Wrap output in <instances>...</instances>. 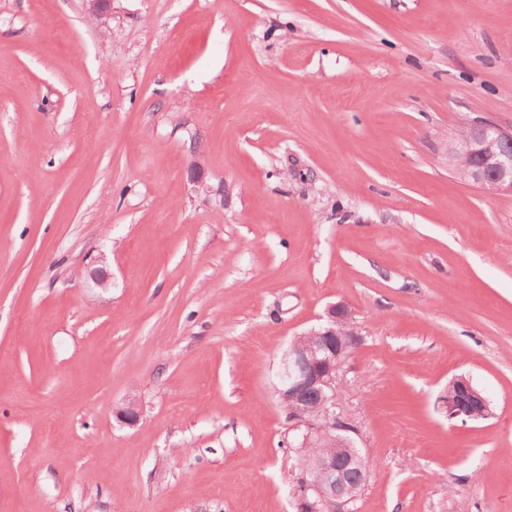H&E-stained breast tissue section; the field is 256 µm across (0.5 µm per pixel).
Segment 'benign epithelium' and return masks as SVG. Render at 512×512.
<instances>
[{
  "instance_id": "obj_1",
  "label": "benign epithelium",
  "mask_w": 512,
  "mask_h": 512,
  "mask_svg": "<svg viewBox=\"0 0 512 512\" xmlns=\"http://www.w3.org/2000/svg\"><path fill=\"white\" fill-rule=\"evenodd\" d=\"M512 145V130L504 131L492 123L475 125L448 142V163L463 173L465 180L489 191L512 195V153L500 148ZM357 343L350 324L348 307L338 302L328 310L327 325L313 329L296 339L282 362L277 395L280 402H292V419L304 428L302 446L307 447L324 431L336 430L338 448L354 447L347 433L353 427L336 414V373L342 361ZM456 392L448 400V418L482 420L491 413L484 393L466 377L455 379ZM117 419L130 427L138 425L140 410L128 400L117 412ZM317 479L296 489L302 512H350L348 474L355 471L359 482L368 471L360 454L319 455L314 460Z\"/></svg>"
}]
</instances>
